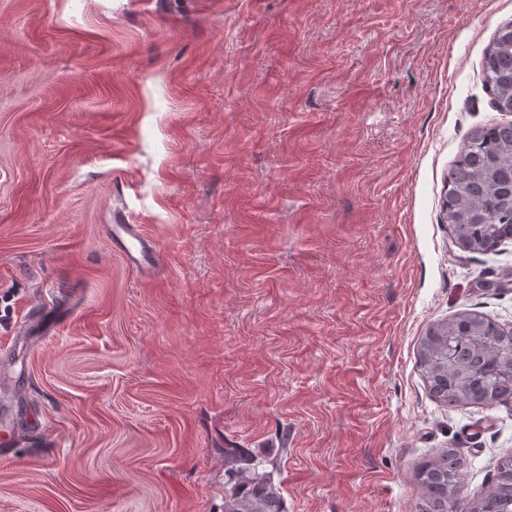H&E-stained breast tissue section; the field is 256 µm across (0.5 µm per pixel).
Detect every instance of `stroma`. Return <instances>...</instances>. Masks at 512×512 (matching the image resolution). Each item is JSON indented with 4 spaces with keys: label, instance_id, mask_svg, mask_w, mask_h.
<instances>
[{
    "label": "stroma",
    "instance_id": "obj_1",
    "mask_svg": "<svg viewBox=\"0 0 512 512\" xmlns=\"http://www.w3.org/2000/svg\"><path fill=\"white\" fill-rule=\"evenodd\" d=\"M512 0H0V512H224V451L286 512L472 503L512 406L451 407L420 341L512 327V241L443 221ZM158 251L127 265L113 212ZM463 462L448 454L425 460L417 469L415 479L420 489L421 512H473L463 504V509L458 510L461 499L452 494V486L449 487L451 477L456 474L461 477Z\"/></svg>",
    "mask_w": 512,
    "mask_h": 512
}]
</instances>
